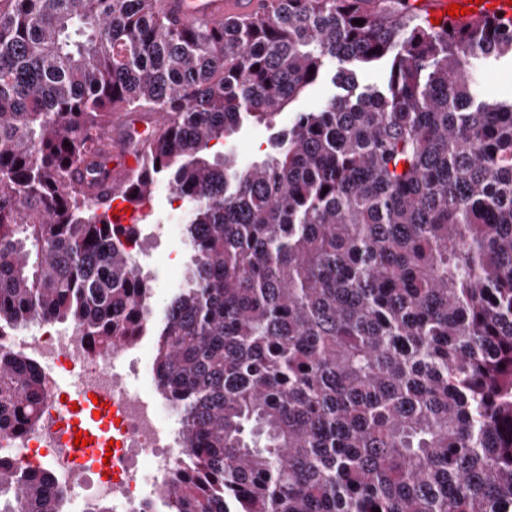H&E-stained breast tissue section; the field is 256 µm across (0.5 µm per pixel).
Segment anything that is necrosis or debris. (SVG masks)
Listing matches in <instances>:
<instances>
[{
    "instance_id": "4bbe7bcc",
    "label": "necrosis or debris",
    "mask_w": 512,
    "mask_h": 512,
    "mask_svg": "<svg viewBox=\"0 0 512 512\" xmlns=\"http://www.w3.org/2000/svg\"><path fill=\"white\" fill-rule=\"evenodd\" d=\"M0 348L36 364L45 393L40 425L21 440L0 436V457L18 454L32 469L56 471L64 488L60 512H77L71 489L83 482L91 497L111 504L112 512H169L158 490L186 463L187 455L180 418L160 393L147 345L137 341L106 355L74 331L41 323L29 336L1 335ZM75 368L84 385L111 398L116 409L112 431L120 446L113 451L112 477L107 481L91 483L84 472L75 471L59 438L45 427L61 401L60 376Z\"/></svg>"
}]
</instances>
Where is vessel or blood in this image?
Returning a JSON list of instances; mask_svg holds the SVG:
<instances>
[{
  "mask_svg": "<svg viewBox=\"0 0 512 512\" xmlns=\"http://www.w3.org/2000/svg\"><path fill=\"white\" fill-rule=\"evenodd\" d=\"M468 7L471 14H497L512 17V5L507 0H424L423 6L431 18L446 20V10L450 2ZM157 9L173 24L182 26L199 22L219 23L227 18L244 20L255 13L268 10L271 0H155ZM156 128L155 123L137 124L125 115H114L111 125L103 128L100 135L112 143V177L101 185L99 193L113 212L111 220L116 224H131L132 216L126 210L131 207V200L124 194L125 174L136 165V156L126 147V139L130 133L136 132L149 135ZM90 393L75 389L67 405L60 408L54 415L55 428L62 433L64 442L71 448L75 461L81 462L101 456L105 452L106 439L100 434L102 422L111 420V409H102L98 417L90 421H82L78 417L80 410L90 407ZM88 438L87 446L78 447L74 444L76 435Z\"/></svg>",
  "mask_w": 512,
  "mask_h": 512,
  "instance_id": "1",
  "label": "vessel or blood"
}]
</instances>
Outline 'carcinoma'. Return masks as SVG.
<instances>
[{"mask_svg": "<svg viewBox=\"0 0 512 512\" xmlns=\"http://www.w3.org/2000/svg\"><path fill=\"white\" fill-rule=\"evenodd\" d=\"M279 2L176 27L155 0H0V328L157 336L188 455L173 512H512V98L476 84L512 57V18ZM382 59L386 91L355 92ZM331 63L346 94L246 166L207 159ZM116 112L169 117L125 180L183 202L191 258L157 326L96 196ZM43 404L36 365L0 350V433ZM60 495L0 459V512Z\"/></svg>", "mask_w": 512, "mask_h": 512, "instance_id": "1", "label": "carcinoma"}]
</instances>
